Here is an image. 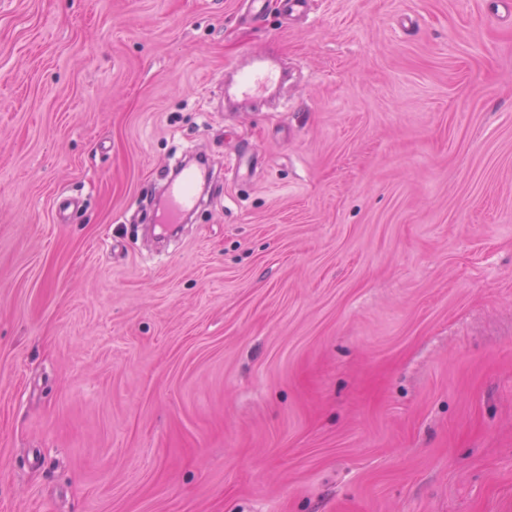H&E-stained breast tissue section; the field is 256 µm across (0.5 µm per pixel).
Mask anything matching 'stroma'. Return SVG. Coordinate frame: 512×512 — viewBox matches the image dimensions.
Segmentation results:
<instances>
[{
    "label": "stroma",
    "mask_w": 512,
    "mask_h": 512,
    "mask_svg": "<svg viewBox=\"0 0 512 512\" xmlns=\"http://www.w3.org/2000/svg\"><path fill=\"white\" fill-rule=\"evenodd\" d=\"M0 512H512V5L0 0ZM251 67L234 84L238 95L249 96L255 90L274 83L280 75V64L263 54L252 57ZM206 173V166L197 170L186 167L166 180L164 219L167 224H179L185 216L199 208L202 199L195 188Z\"/></svg>",
    "instance_id": "stroma-1"
}]
</instances>
